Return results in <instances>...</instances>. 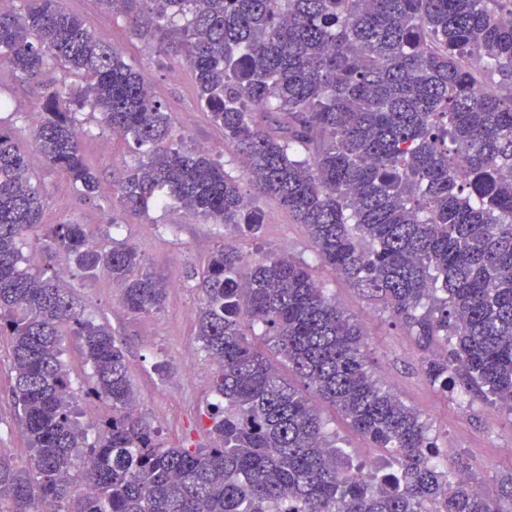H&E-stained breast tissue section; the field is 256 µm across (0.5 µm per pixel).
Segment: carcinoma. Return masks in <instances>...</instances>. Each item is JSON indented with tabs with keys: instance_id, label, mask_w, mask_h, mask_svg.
Here are the masks:
<instances>
[{
	"instance_id": "1",
	"label": "carcinoma",
	"mask_w": 512,
	"mask_h": 512,
	"mask_svg": "<svg viewBox=\"0 0 512 512\" xmlns=\"http://www.w3.org/2000/svg\"><path fill=\"white\" fill-rule=\"evenodd\" d=\"M146 48L193 72L197 104L241 160L234 177L189 151L171 113L120 50L58 0L0 11V60L23 79L50 69L36 148L84 199L99 176L80 148L89 111L137 156L112 211L173 204L256 238L271 199L321 263L442 355L436 391L476 392L512 419V0H97ZM45 198L0 126V340L29 457L0 453V512H512L441 463L422 414L375 379L367 332L304 264L224 243L190 271L196 336L216 364L208 448H168L138 412L124 344L85 317L57 274L22 267ZM85 278L121 287L133 315L160 310L168 284L129 242L82 224L39 240ZM92 368L88 398L110 414L94 440L76 407L65 334ZM288 363L285 380L270 358ZM329 405L381 452L373 470L326 430Z\"/></svg>"
}]
</instances>
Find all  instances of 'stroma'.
I'll return each instance as SVG.
<instances>
[{
    "mask_svg": "<svg viewBox=\"0 0 512 512\" xmlns=\"http://www.w3.org/2000/svg\"><path fill=\"white\" fill-rule=\"evenodd\" d=\"M59 3L81 16L93 32L109 38L128 63L145 73L155 95L171 112L185 148L217 149L225 170L240 174L234 148L225 144L223 131L199 109L194 81L184 63L159 58L139 41L130 39L123 22L101 10L97 0ZM43 83L16 77L0 82V100L7 104L0 111V123L11 133L14 144L30 156L32 181L46 199L44 223L82 224L99 240L133 242L146 270L169 285L162 310L135 316L123 308L120 291L108 278L68 275L62 279L86 315L107 324L122 340L140 410L166 446L203 448L211 442L199 418L215 399V366L196 340L199 292L188 273L204 266L223 242L233 241L246 252L259 246L267 252L287 254L307 265L324 282L337 304L363 323L376 378L421 412L440 444L446 445L448 462L468 461L489 492L495 490L500 478L512 474V420L478 397L462 399L433 390L422 374V365L436 354V347L422 346L405 330L390 327L385 312L371 307L321 264L303 227L293 223L273 201L261 200L267 222L258 239L251 240L239 238L233 228L189 219L176 207H153L147 216H124L116 222L105 198L90 202L77 196L61 172L35 153L33 133L40 116L34 108L42 99ZM81 147L86 162L105 187L112 186L135 162L129 147L112 140L108 131L91 118L83 124ZM161 360L169 362L168 374L154 371V363ZM12 385L10 361L0 347V452L22 464L29 450L19 425L20 410L12 398Z\"/></svg>",
    "mask_w": 512,
    "mask_h": 512,
    "instance_id": "stroma-1",
    "label": "stroma"
}]
</instances>
